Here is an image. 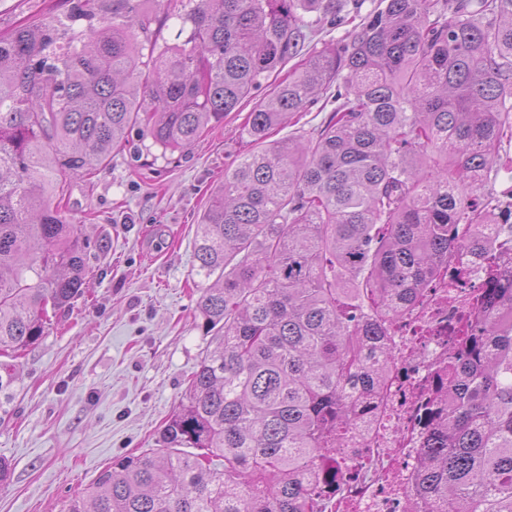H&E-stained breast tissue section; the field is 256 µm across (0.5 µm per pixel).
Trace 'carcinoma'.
<instances>
[{"label":"carcinoma","instance_id":"obj_1","mask_svg":"<svg viewBox=\"0 0 512 512\" xmlns=\"http://www.w3.org/2000/svg\"><path fill=\"white\" fill-rule=\"evenodd\" d=\"M177 5L186 39L143 61ZM310 12L356 32L306 53ZM68 20L0 38L1 357L83 293L91 242L52 205L59 177L107 163L134 127L181 151L272 83L197 224L215 346L188 403L67 512H316L356 392L393 363L387 324L464 252L485 289L435 376L406 512H512V224L488 239L482 193L512 139V0H378L360 19L333 0H70ZM330 89L316 135L271 139ZM14 383L1 362L4 398Z\"/></svg>","mask_w":512,"mask_h":512}]
</instances>
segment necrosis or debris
<instances>
[{"label": "necrosis or debris", "mask_w": 512, "mask_h": 512, "mask_svg": "<svg viewBox=\"0 0 512 512\" xmlns=\"http://www.w3.org/2000/svg\"><path fill=\"white\" fill-rule=\"evenodd\" d=\"M484 282L481 268L460 256L447 277L390 326L394 360L387 382L379 396L362 397L365 409L340 450L345 476L335 492L323 494L322 512H404L406 499L415 494L423 396Z\"/></svg>", "instance_id": "necrosis-or-debris-1"}]
</instances>
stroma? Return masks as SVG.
Listing matches in <instances>:
<instances>
[{"mask_svg":"<svg viewBox=\"0 0 512 512\" xmlns=\"http://www.w3.org/2000/svg\"><path fill=\"white\" fill-rule=\"evenodd\" d=\"M69 0H0V37L29 23L65 21ZM256 104L209 124L170 155L132 130L108 164L68 179L66 219L90 249L88 287L57 311L15 362L14 395L0 413V512H65L112 461L157 447L187 402L210 347L197 302L196 227L225 169L249 150L239 129Z\"/></svg>","mask_w":512,"mask_h":512,"instance_id":"obj_1","label":"stroma"}]
</instances>
